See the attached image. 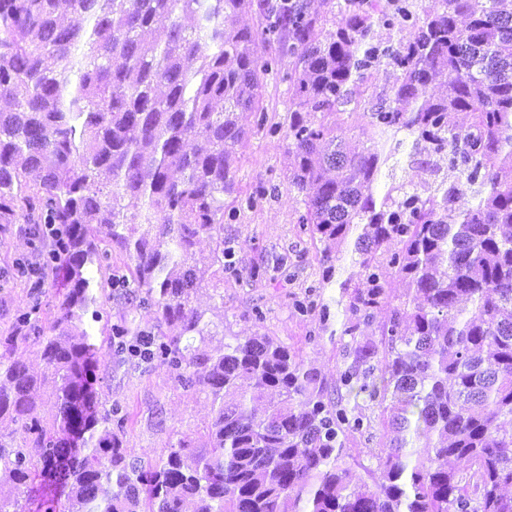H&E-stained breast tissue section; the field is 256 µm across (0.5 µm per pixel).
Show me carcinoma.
Here are the masks:
<instances>
[{
    "mask_svg": "<svg viewBox=\"0 0 512 512\" xmlns=\"http://www.w3.org/2000/svg\"><path fill=\"white\" fill-rule=\"evenodd\" d=\"M266 0V25H238L252 0H0V224L24 213L33 238L60 224L46 266L67 291L48 324L37 307L0 333V512H512V0ZM82 18L66 24L64 12ZM410 30L384 40L376 29ZM274 39L291 59L284 139L298 223L331 250L355 237L366 288L348 295L343 334L387 308L383 348H353L340 375L366 393L384 433L366 476L345 461L348 436L371 424L341 393L328 400L317 375L267 336L224 344L194 306L202 287L200 236L224 268V195L249 129L263 125L253 45ZM385 63L399 71L388 102L371 105L368 146L347 152L337 107ZM441 79L442 96L429 92ZM318 112L317 121L305 114ZM465 112L462 125L450 114ZM448 155L451 185L423 196L375 184L400 151ZM473 204L443 219L465 195ZM125 253L134 289L175 336L123 316L107 347L85 318L98 298L92 267ZM403 293L381 280L379 251ZM39 347L46 373L30 372L16 345ZM166 365L205 395L211 421L199 441L180 438L144 463L123 448L127 417L99 404L96 364ZM52 382L57 413H39ZM63 485L29 508L37 480Z\"/></svg>",
    "mask_w": 512,
    "mask_h": 512,
    "instance_id": "1",
    "label": "carcinoma"
}]
</instances>
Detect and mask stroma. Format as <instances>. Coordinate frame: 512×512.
Returning a JSON list of instances; mask_svg holds the SVG:
<instances>
[{
    "instance_id": "1",
    "label": "stroma",
    "mask_w": 512,
    "mask_h": 512,
    "mask_svg": "<svg viewBox=\"0 0 512 512\" xmlns=\"http://www.w3.org/2000/svg\"><path fill=\"white\" fill-rule=\"evenodd\" d=\"M256 50L261 59L277 58L278 65L263 76L265 125L251 128L234 163L236 196L254 197L255 204L239 207L234 220L224 226V242L233 251L230 270L222 272L212 265L208 239L197 245L196 257L209 286L199 292L196 306L215 330L208 341L210 350L223 351L232 336L270 337L288 346L305 366L315 368L332 392L340 372L352 361L355 341L343 332L342 277L334 275L331 284H322V246L300 232L297 221L304 204L301 196L288 189L290 159L277 129L288 123L291 61L280 55L274 42L258 41ZM397 76L385 64L368 71L360 94L339 107L336 125L349 148L362 149L366 111L371 102L391 96ZM398 159L394 184L421 194L456 179L446 157L413 154L411 143H404ZM46 248V243L31 236L25 218L0 226V332L35 304L42 322L52 320L63 280H46L41 293L34 296L30 279L17 272L18 266L36 261ZM111 263V268L94 275L101 311L93 325L96 340H103L110 325L123 315L139 329L156 331L153 309L133 307L113 295L108 284L109 278L128 276L129 260L116 250ZM97 374L100 402L121 406L128 416L123 445L132 458L154 460L179 438L198 439L211 418L204 395L181 387L166 366L132 363L116 371L103 356Z\"/></svg>"
}]
</instances>
